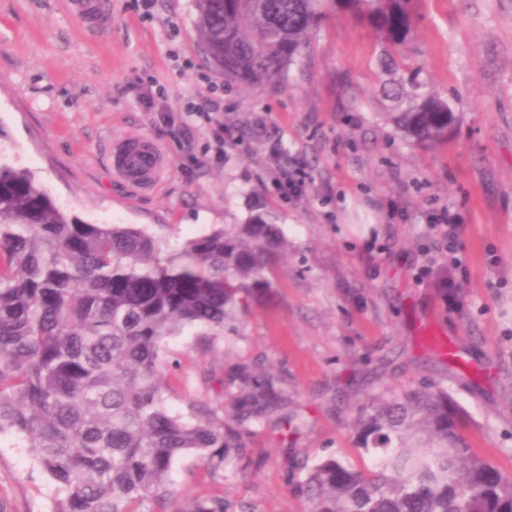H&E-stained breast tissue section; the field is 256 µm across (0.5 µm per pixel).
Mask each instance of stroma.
Returning a JSON list of instances; mask_svg holds the SVG:
<instances>
[{
  "instance_id": "1",
  "label": "stroma",
  "mask_w": 512,
  "mask_h": 512,
  "mask_svg": "<svg viewBox=\"0 0 512 512\" xmlns=\"http://www.w3.org/2000/svg\"><path fill=\"white\" fill-rule=\"evenodd\" d=\"M70 0H0V130L8 160L68 214L135 224L178 245L256 208L273 210L288 251L276 288L221 336L188 332L167 349L178 367L167 406L216 403L224 372L246 361L285 379L300 433L247 441L249 460L210 476L179 460L182 498L218 494L225 512H308L286 478L326 456L352 455L349 422L368 395L425 381L446 387L471 442L512 476V0H419L406 50L461 115L447 144H405L376 94V39L354 14H329L304 71L274 87L225 82L204 59L193 0H107L81 19ZM160 89L155 108L142 99ZM210 111L226 129L216 153ZM157 145L166 174L134 190L113 172L122 140ZM310 184L288 198L281 172ZM462 227L452 251L435 223ZM433 316L474 365L430 357L418 326ZM54 487L30 449L0 435V512H52Z\"/></svg>"
}]
</instances>
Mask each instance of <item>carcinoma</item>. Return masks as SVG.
Returning <instances> with one entry per match:
<instances>
[{
	"label": "carcinoma",
	"mask_w": 512,
	"mask_h": 512,
	"mask_svg": "<svg viewBox=\"0 0 512 512\" xmlns=\"http://www.w3.org/2000/svg\"><path fill=\"white\" fill-rule=\"evenodd\" d=\"M206 60L228 82L261 87L311 62L330 10L378 35L385 119L411 146L448 141L452 100L407 64L418 0H194ZM287 245L276 216L251 212L172 247L132 224L66 214L0 148V434L31 449L55 484L54 512H224L221 496L171 509L174 463L211 476L288 404L284 379L238 362L225 403L166 405V342L202 327L219 336L275 288ZM466 414L434 382L369 398L351 432L358 459L318 460L298 481L310 512H512V478L474 452Z\"/></svg>",
	"instance_id": "carcinoma-1"
}]
</instances>
